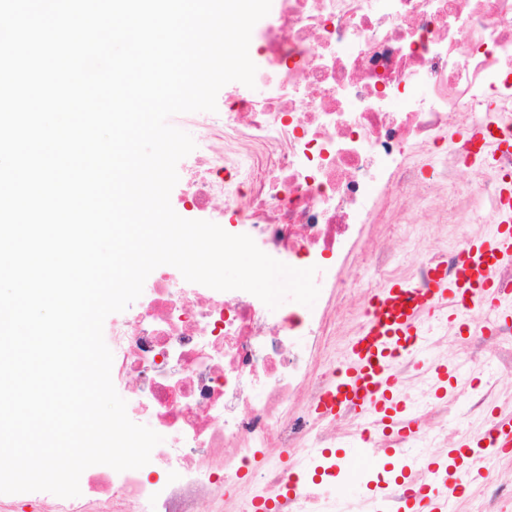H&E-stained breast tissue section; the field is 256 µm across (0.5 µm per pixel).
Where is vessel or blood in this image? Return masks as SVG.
Returning a JSON list of instances; mask_svg holds the SVG:
<instances>
[{
	"instance_id": "obj_1",
	"label": "vessel or blood",
	"mask_w": 512,
	"mask_h": 512,
	"mask_svg": "<svg viewBox=\"0 0 512 512\" xmlns=\"http://www.w3.org/2000/svg\"><path fill=\"white\" fill-rule=\"evenodd\" d=\"M460 254L457 274L451 277L443 268L434 267L432 286L426 291H418L402 279L378 290L372 312L352 343L339 377L326 393L322 410L353 409L371 419L373 425L395 422L401 429H410V421L401 417L405 404L395 364L404 353L420 346V321L425 314L452 305L461 315L458 330L463 333L469 324L462 315L472 305L499 309L502 297L494 272L512 261V224L497 225L489 236L465 242ZM481 437L497 451H512V415L494 417L492 427ZM424 468L433 483L427 492L414 497L413 512H446L449 495L465 490L479 470V460L469 457L466 467L455 471L440 470L432 461Z\"/></svg>"
}]
</instances>
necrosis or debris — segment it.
<instances>
[{"label": "necrosis or debris", "mask_w": 512, "mask_h": 512, "mask_svg": "<svg viewBox=\"0 0 512 512\" xmlns=\"http://www.w3.org/2000/svg\"><path fill=\"white\" fill-rule=\"evenodd\" d=\"M249 54L266 96L241 95L211 119L191 118L197 168L184 211L250 235L295 268L316 267L320 308L269 309L245 291H217L160 267L114 317L107 345L116 389L136 384L127 415L166 438L151 453L165 483L143 470L87 468L79 496L32 497L38 512H394L427 480H394L358 499L315 480L327 448L366 434L356 413L316 411L339 369L325 356L336 306L367 313L351 255L394 193L404 223L415 187L451 193L428 224H497L512 151L477 155L472 129L512 126V0H280ZM468 173L482 204L455 198ZM397 372L421 419L415 439L370 440L403 466L441 456L447 418L427 414L434 384L415 356Z\"/></svg>", "instance_id": "necrosis-or-debris-1"}]
</instances>
